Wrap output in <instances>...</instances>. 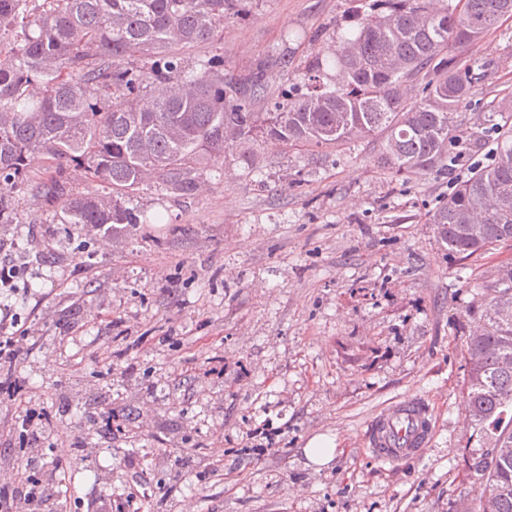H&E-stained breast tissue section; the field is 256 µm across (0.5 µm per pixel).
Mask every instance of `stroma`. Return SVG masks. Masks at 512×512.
Here are the masks:
<instances>
[{
	"instance_id": "stroma-1",
	"label": "stroma",
	"mask_w": 512,
	"mask_h": 512,
	"mask_svg": "<svg viewBox=\"0 0 512 512\" xmlns=\"http://www.w3.org/2000/svg\"><path fill=\"white\" fill-rule=\"evenodd\" d=\"M352 0H248L224 25V72L276 52L290 76L352 30ZM455 55L487 70L458 112L451 177L488 162L497 135L482 113H512V17ZM180 197L158 186L132 204L146 216L108 242L29 185L56 175L39 155L10 190L0 260L26 262L12 298L31 336L21 394L53 421L39 441L15 435L6 458L65 459L71 503L45 512H456L474 501L464 338L469 284L512 258L459 260L430 217L448 178L403 179L377 143L327 149L258 146ZM418 397L435 425L425 455L401 469L371 461L365 433L388 403ZM276 431L256 448L255 428ZM70 441H56L55 429ZM325 435L334 459L304 455Z\"/></svg>"
}]
</instances>
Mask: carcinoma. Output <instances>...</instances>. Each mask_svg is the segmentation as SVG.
<instances>
[{
  "label": "carcinoma",
  "mask_w": 512,
  "mask_h": 512,
  "mask_svg": "<svg viewBox=\"0 0 512 512\" xmlns=\"http://www.w3.org/2000/svg\"><path fill=\"white\" fill-rule=\"evenodd\" d=\"M243 0H0V186L21 184L30 159L57 162L36 191L61 202V223L118 238L141 223L125 206L153 175L170 194L191 196L199 176L228 152L249 162L274 139L289 148L379 142L394 175L440 176L457 157L456 114L487 77L454 54L512 15V0H367L355 27L309 63L268 112V63L224 76V54L187 51L224 40ZM335 71L323 83L325 69ZM498 132L494 159L453 186L433 211L452 256L512 246V125ZM104 184L94 196H64L70 171ZM458 329L466 337L464 393L483 450L477 512H512V260L470 288Z\"/></svg>",
  "instance_id": "obj_1"
}]
</instances>
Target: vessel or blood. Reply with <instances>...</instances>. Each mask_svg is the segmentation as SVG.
<instances>
[{
	"label": "vessel or blood",
	"mask_w": 512,
	"mask_h": 512,
	"mask_svg": "<svg viewBox=\"0 0 512 512\" xmlns=\"http://www.w3.org/2000/svg\"><path fill=\"white\" fill-rule=\"evenodd\" d=\"M432 422L420 399L393 403L370 423L367 440L372 458L397 467L422 457L430 442Z\"/></svg>",
	"instance_id": "b4317fda"
}]
</instances>
